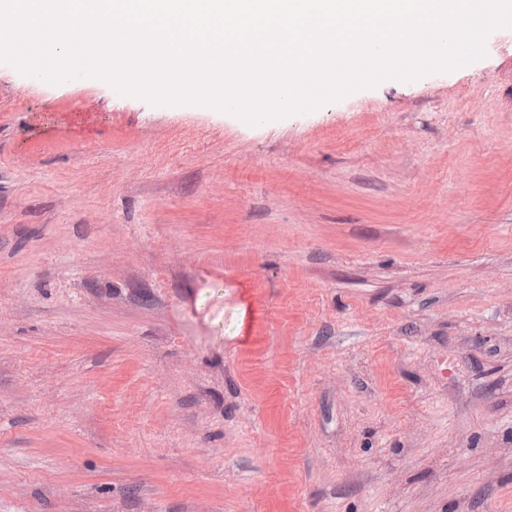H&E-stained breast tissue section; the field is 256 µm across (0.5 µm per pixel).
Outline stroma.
Segmentation results:
<instances>
[{
    "instance_id": "1",
    "label": "stroma",
    "mask_w": 512,
    "mask_h": 512,
    "mask_svg": "<svg viewBox=\"0 0 512 512\" xmlns=\"http://www.w3.org/2000/svg\"><path fill=\"white\" fill-rule=\"evenodd\" d=\"M251 126L0 62V512H512V29Z\"/></svg>"
}]
</instances>
